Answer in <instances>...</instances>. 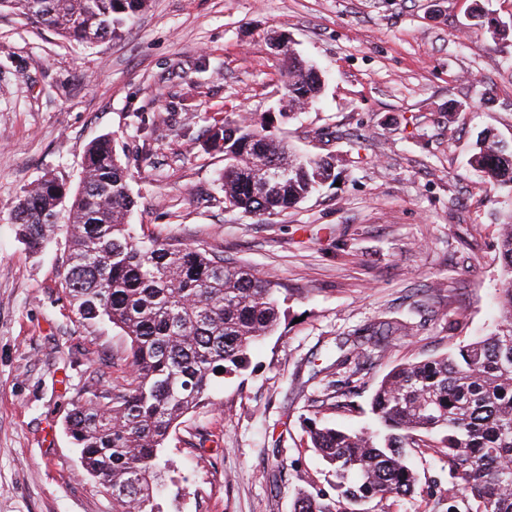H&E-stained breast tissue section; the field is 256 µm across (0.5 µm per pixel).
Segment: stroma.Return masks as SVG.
<instances>
[{
	"label": "stroma",
	"instance_id": "stroma-1",
	"mask_svg": "<svg viewBox=\"0 0 512 512\" xmlns=\"http://www.w3.org/2000/svg\"><path fill=\"white\" fill-rule=\"evenodd\" d=\"M512 0H149L121 37L75 45L0 11V512H112L64 430L72 402L120 384L119 330L75 314L62 246L29 254L11 213L53 174L78 188L86 147L112 137L133 179L136 231L223 254L278 283L280 324L211 406L169 438L160 512H292L334 493L313 416L371 426L393 367L447 353L498 320L499 226L512 215L469 164L478 135L512 141ZM288 35L326 74L318 108L279 113ZM271 132L336 180L275 215L229 207L214 119ZM401 330L373 335L382 321ZM430 512L448 475L416 454Z\"/></svg>",
	"mask_w": 512,
	"mask_h": 512
}]
</instances>
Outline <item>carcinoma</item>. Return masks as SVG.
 Wrapping results in <instances>:
<instances>
[{"label": "carcinoma", "mask_w": 512, "mask_h": 512, "mask_svg": "<svg viewBox=\"0 0 512 512\" xmlns=\"http://www.w3.org/2000/svg\"><path fill=\"white\" fill-rule=\"evenodd\" d=\"M149 0H0L32 22L81 45L112 40L132 27ZM288 110L319 94L318 69L288 56ZM223 140L224 203L255 215L291 208L336 179L326 160L298 157L268 126L214 120L208 140ZM471 166L494 191L512 197V145L480 139ZM76 191L55 177L32 184L12 221L28 251L64 238L62 285L79 318L105 322L126 337L124 383L72 403L66 428L82 469L112 493V512H158L166 443L179 419L210 401L224 377L247 369L250 355L279 320L277 284L224 256L158 238L134 236L131 174L108 137L91 142ZM68 200L67 223L54 217ZM503 316L492 332L450 353L392 368L371 411L385 432L310 421L311 448L335 467L337 498L300 489L293 512H389L412 496L409 455L433 442L452 487L434 512H512V223L501 225Z\"/></svg>", "instance_id": "obj_1"}]
</instances>
